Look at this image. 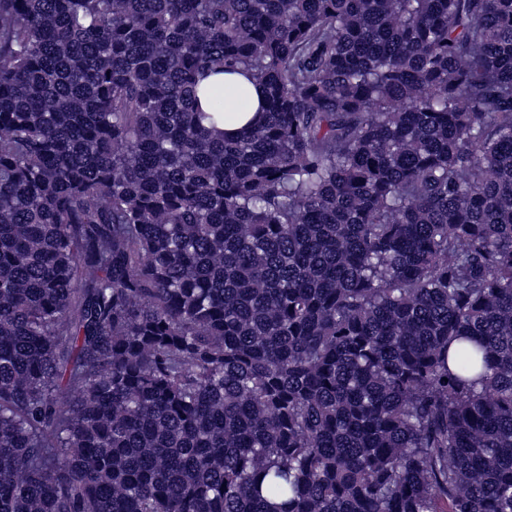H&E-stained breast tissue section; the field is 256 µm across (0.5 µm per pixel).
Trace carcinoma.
<instances>
[{
  "label": "carcinoma",
  "mask_w": 512,
  "mask_h": 512,
  "mask_svg": "<svg viewBox=\"0 0 512 512\" xmlns=\"http://www.w3.org/2000/svg\"><path fill=\"white\" fill-rule=\"evenodd\" d=\"M0 512H512V0H0ZM223 81L224 131L237 134L257 115L263 97L262 87L239 74L213 75L203 82L199 93L202 107L206 108L205 88Z\"/></svg>",
  "instance_id": "cac0c4a2"
}]
</instances>
